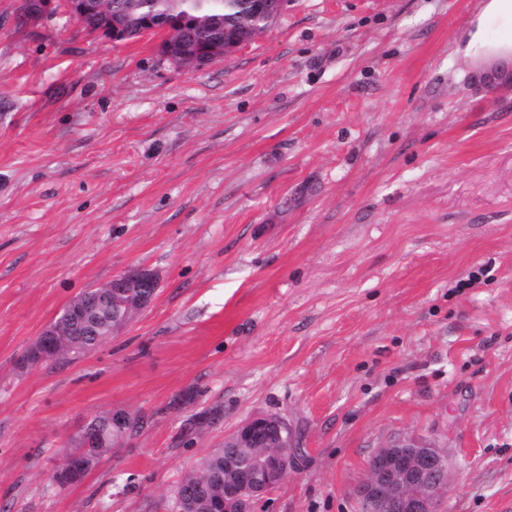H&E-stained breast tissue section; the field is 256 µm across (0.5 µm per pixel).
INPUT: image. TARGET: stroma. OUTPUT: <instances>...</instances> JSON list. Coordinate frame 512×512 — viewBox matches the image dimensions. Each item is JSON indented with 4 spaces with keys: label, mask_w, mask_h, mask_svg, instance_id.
<instances>
[{
    "label": "stroma",
    "mask_w": 512,
    "mask_h": 512,
    "mask_svg": "<svg viewBox=\"0 0 512 512\" xmlns=\"http://www.w3.org/2000/svg\"><path fill=\"white\" fill-rule=\"evenodd\" d=\"M477 5L288 0L192 72L0 0V512H172L265 413L301 451L253 512H357L406 439L448 451L441 512L512 502V80L453 55ZM133 267L158 289L117 335L16 368ZM115 409L143 427L54 485ZM86 471V465L83 459L79 456H68L65 464L55 472L58 480H64L72 477H79ZM53 478L54 483L59 488H66L72 486L70 481H58Z\"/></svg>",
    "instance_id": "35a3bbf8"
}]
</instances>
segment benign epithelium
Wrapping results in <instances>:
<instances>
[{"label":"benign epithelium","mask_w":512,"mask_h":512,"mask_svg":"<svg viewBox=\"0 0 512 512\" xmlns=\"http://www.w3.org/2000/svg\"><path fill=\"white\" fill-rule=\"evenodd\" d=\"M287 0H243V12L233 21H224V36L201 43L194 35L198 27L219 23L192 8L176 17L142 12L133 4L119 14L112 13L107 0H63L64 8L82 23L93 18L94 33L107 32L112 41H128L152 33H163L160 55L190 70H200L236 50L267 29V23L283 10ZM25 13L39 18L53 13L56 0H24ZM155 276L131 268L111 281L84 291L71 300L40 332L30 345L35 360L25 364L33 369L57 349L58 336H85L97 328L102 313L124 309L123 317L112 319L110 333L146 308L155 295ZM112 433L125 435L133 427L129 413L113 410L109 415ZM224 447L236 449V456L224 462V496L211 501V512H251L260 495L279 485L296 468L297 454L288 423L274 415L251 417L228 437ZM86 465L79 456H70L55 472L60 479L79 477ZM453 487V468L448 452L422 446L414 440L381 448L371 458L365 480L357 489L359 512H438Z\"/></svg>","instance_id":"7a95c632"}]
</instances>
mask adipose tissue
Segmentation results:
<instances>
[{"label": "adipose tissue", "instance_id": "ef3b65f1", "mask_svg": "<svg viewBox=\"0 0 512 512\" xmlns=\"http://www.w3.org/2000/svg\"><path fill=\"white\" fill-rule=\"evenodd\" d=\"M454 54L475 81L511 74L512 0H479Z\"/></svg>", "mask_w": 512, "mask_h": 512}]
</instances>
